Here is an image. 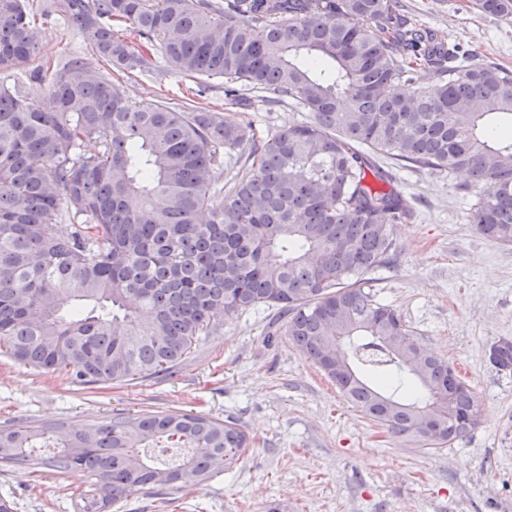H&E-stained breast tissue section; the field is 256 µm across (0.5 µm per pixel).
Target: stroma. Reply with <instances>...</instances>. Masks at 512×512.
<instances>
[{"instance_id": "35a3bbf8", "label": "stroma", "mask_w": 512, "mask_h": 512, "mask_svg": "<svg viewBox=\"0 0 512 512\" xmlns=\"http://www.w3.org/2000/svg\"><path fill=\"white\" fill-rule=\"evenodd\" d=\"M419 23L512 70V21L484 17L472 0H402ZM60 21L42 27L39 55L86 53ZM112 89L133 101L183 109L224 106V81L198 84L164 65L128 73L94 60ZM418 218L396 227L390 263L366 277L375 299L401 312L422 346L452 363L476 396L481 422L451 447L428 450L353 407L289 343L286 323L247 308L194 339L182 362L121 382L86 384L0 353V426L20 420L90 424L138 411L183 409L231 418L252 438L245 458L207 483L165 487L115 503L112 512H512V375L487 359L512 339V245L481 234L464 177L385 158ZM86 477L43 466L0 470V499L13 512H74Z\"/></svg>"}]
</instances>
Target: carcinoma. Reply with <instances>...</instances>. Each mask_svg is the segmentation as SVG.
Masks as SVG:
<instances>
[{"label":"carcinoma","mask_w":512,"mask_h":512,"mask_svg":"<svg viewBox=\"0 0 512 512\" xmlns=\"http://www.w3.org/2000/svg\"><path fill=\"white\" fill-rule=\"evenodd\" d=\"M474 5L512 19V0ZM52 15L116 68L145 71L160 57L175 74L224 79L241 109L252 105L245 87L308 119L258 140L231 114L119 97L82 55L55 65L47 112L28 88L44 71L32 4L0 0V71L13 73L0 80L1 352L88 383L119 381L177 365L207 328L267 306L388 432L439 450L480 424L448 361L418 360L401 314L362 288L391 259L393 227L416 217L373 155L467 175L471 223L511 244L512 135L497 127H512V71L411 24L399 0H45L41 18ZM120 23L139 44L115 33ZM233 154L241 167L219 188ZM338 342L347 366L328 357ZM490 361L512 372V341L495 342ZM171 440L190 454L175 465L148 455ZM248 450L236 422L180 410L0 427L1 467L86 473L76 512H109L186 471L199 485Z\"/></svg>","instance_id":"obj_1"}]
</instances>
